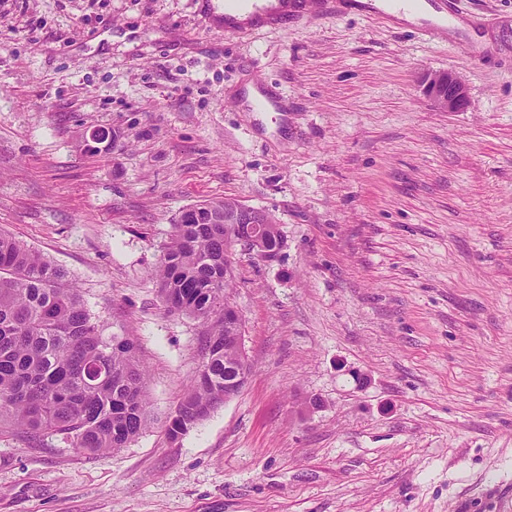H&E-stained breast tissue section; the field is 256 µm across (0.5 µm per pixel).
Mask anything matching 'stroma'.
Here are the masks:
<instances>
[{
  "label": "stroma",
  "mask_w": 512,
  "mask_h": 512,
  "mask_svg": "<svg viewBox=\"0 0 512 512\" xmlns=\"http://www.w3.org/2000/svg\"><path fill=\"white\" fill-rule=\"evenodd\" d=\"M451 2L429 39L359 9L228 36L206 0H6L0 231L66 269L149 379L118 451L1 429L0 512H512V0ZM429 70L466 79L465 111L431 106ZM253 81L287 115L240 103ZM224 197L283 246L237 253L250 375L174 442L206 327L153 269Z\"/></svg>",
  "instance_id": "1"
}]
</instances>
